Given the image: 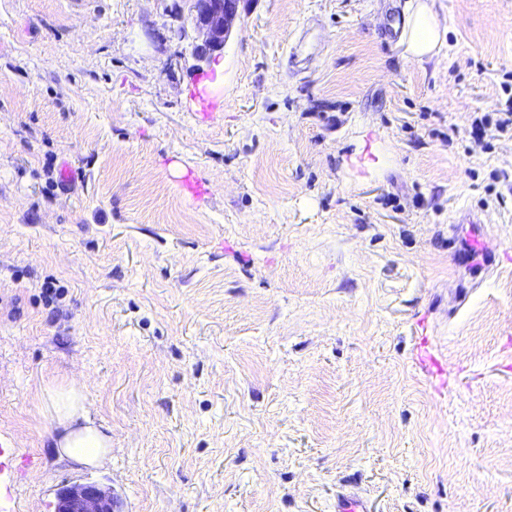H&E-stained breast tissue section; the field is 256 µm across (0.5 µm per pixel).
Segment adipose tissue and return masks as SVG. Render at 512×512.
<instances>
[{"instance_id": "1", "label": "adipose tissue", "mask_w": 512, "mask_h": 512, "mask_svg": "<svg viewBox=\"0 0 512 512\" xmlns=\"http://www.w3.org/2000/svg\"><path fill=\"white\" fill-rule=\"evenodd\" d=\"M403 14L409 56L418 61L432 58L441 32L431 6L427 0H406ZM45 417L56 434L54 446L61 457L81 466L95 467L110 454L111 431L93 416L89 394L83 385L70 382L48 391Z\"/></svg>"}]
</instances>
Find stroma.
Masks as SVG:
<instances>
[{
    "label": "stroma",
    "mask_w": 512,
    "mask_h": 512,
    "mask_svg": "<svg viewBox=\"0 0 512 512\" xmlns=\"http://www.w3.org/2000/svg\"><path fill=\"white\" fill-rule=\"evenodd\" d=\"M404 3L242 0L202 69L188 0H0V512H512V0L422 63ZM511 100V101H510ZM510 104L507 109L502 112H495L496 118L493 119L489 115H483L472 124L471 135L477 140H481L487 135V131H496L498 133H507L509 130L512 134V96L507 101ZM45 417L58 436L54 446L62 458L95 467L110 456L111 430L92 415L89 394L83 385L71 381L47 393ZM116 509L117 501L110 489L73 484L59 494L56 512H115Z\"/></svg>",
    "instance_id": "1"
}]
</instances>
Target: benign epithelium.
<instances>
[{
    "label": "benign epithelium",
    "mask_w": 512,
    "mask_h": 512,
    "mask_svg": "<svg viewBox=\"0 0 512 512\" xmlns=\"http://www.w3.org/2000/svg\"><path fill=\"white\" fill-rule=\"evenodd\" d=\"M190 23L201 42L194 47L200 60L221 52L238 18L241 0H191ZM117 501L108 488L90 484L65 487L56 512H116Z\"/></svg>",
    "instance_id": "benign-epithelium-1"
}]
</instances>
